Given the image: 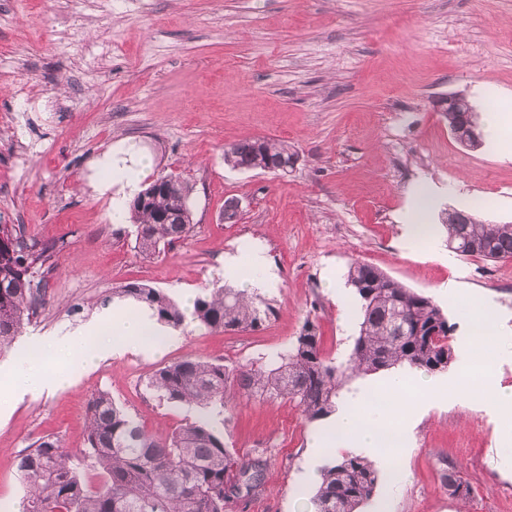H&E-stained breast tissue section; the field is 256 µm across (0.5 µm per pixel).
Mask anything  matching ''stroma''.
Wrapping results in <instances>:
<instances>
[{
  "label": "stroma",
  "mask_w": 512,
  "mask_h": 512,
  "mask_svg": "<svg viewBox=\"0 0 512 512\" xmlns=\"http://www.w3.org/2000/svg\"><path fill=\"white\" fill-rule=\"evenodd\" d=\"M506 92L512 139V0H0V224L55 243L45 305L26 336L63 335L121 302L115 286L139 282L171 297L224 287L220 257L247 267L262 248L279 277L257 291L273 313L262 326L210 331L186 320L162 351H128L78 372L51 395L0 407V503L19 507L18 461L38 437L86 441L92 394L105 391L149 431L168 434L197 416L145 387L181 358L230 366L289 348L313 321L326 356L348 357L360 301L345 283L351 262L378 267L433 298L453 331H469L441 285L494 309L512 336V261L461 257L440 222L448 208L479 206L512 224V155L470 150L451 136L437 99L478 88ZM269 136L296 155L288 173L224 163L225 147ZM150 153L149 179L194 184V229L156 256L139 254L129 212H115L106 157ZM433 193L434 229L411 239L399 221L417 182ZM236 200V223L224 203ZM320 422L287 400L231 398L224 445L238 458L266 449L263 491L229 512H293L310 498L324 458L310 443ZM472 489L449 494L444 469ZM359 512H512V438L492 408L441 390L424 408L397 474L379 472Z\"/></svg>",
  "instance_id": "stroma-1"
}]
</instances>
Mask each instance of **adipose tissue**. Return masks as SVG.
Listing matches in <instances>:
<instances>
[{"label":"adipose tissue","mask_w":512,"mask_h":512,"mask_svg":"<svg viewBox=\"0 0 512 512\" xmlns=\"http://www.w3.org/2000/svg\"><path fill=\"white\" fill-rule=\"evenodd\" d=\"M149 165L148 157L134 149L113 159L110 180L119 184L122 191L115 201L116 207H123L127 197L140 191ZM458 313L470 323L471 329L459 342L463 373L451 381V389L462 397L481 395L503 416L512 417V391H502L488 382L478 387L466 378L470 371L489 372L495 356L512 355V342H505L500 336L496 315L485 305L462 302ZM170 338L169 330L135 313L120 314L88 331L79 329L64 336L32 337L30 348L35 356L31 361L18 367H0V376L8 380L4 395L9 398L65 389L77 371L95 365L107 355L138 347L157 350ZM47 357L57 359L54 371L44 368L42 361ZM410 385L415 388L411 399L405 395ZM438 386V381L431 377L413 379L407 372L399 371L376 389L379 396L386 398L385 406H373L364 389L346 396L329 426L314 436L313 452L320 455L353 450L374 456L384 470L393 471L399 456L406 451L405 425L421 405L432 399Z\"/></svg>","instance_id":"ef3b65f1"}]
</instances>
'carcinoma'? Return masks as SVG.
Instances as JSON below:
<instances>
[{"mask_svg":"<svg viewBox=\"0 0 512 512\" xmlns=\"http://www.w3.org/2000/svg\"><path fill=\"white\" fill-rule=\"evenodd\" d=\"M294 160L288 144L268 137L224 150V163L240 170L286 173ZM192 192L187 181L168 175L146 203L132 204L142 255L151 257L190 236ZM442 223L457 254L512 260V224H489L456 209L446 212ZM55 249L53 243H28L19 227L0 225V353L12 347L43 307L41 269ZM347 283L359 296L361 310L346 360L323 353L317 328L308 321L288 350L256 368L195 357L159 367L148 375L146 387L169 403L200 409L195 420L164 439L147 433L109 393L99 391L87 406L85 448L75 453L59 438L43 436L21 455L22 512H225L228 504L262 490L267 466L262 450L247 460L234 457L224 435L214 430L212 416L224 415L228 389L247 399L287 398L313 422L335 411L343 382L353 375L395 368L433 374L448 368L451 326L430 297L359 260L351 263ZM112 297L132 300L172 330L185 323L177 303L158 288L127 283L112 289ZM269 313L271 308L260 310L247 293L224 287L197 295L193 320L211 330H255ZM80 465L100 471L103 483L88 487ZM445 480L451 495L469 498L470 487L455 472L448 471ZM377 483L370 461L347 454L322 468L309 500L311 512H357Z\"/></svg>","mask_w":512,"mask_h":512,"instance_id":"cac0c4a2","label":"carcinoma"}]
</instances>
